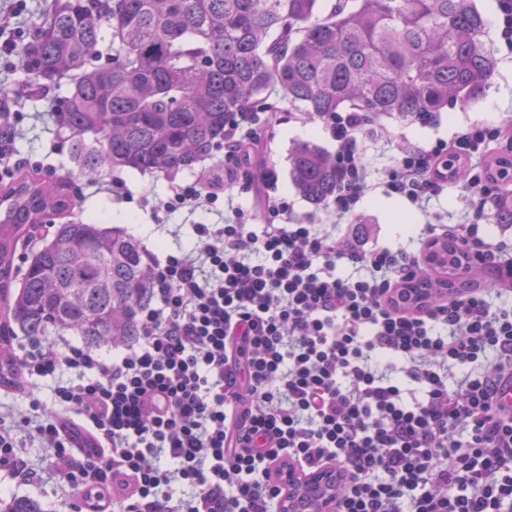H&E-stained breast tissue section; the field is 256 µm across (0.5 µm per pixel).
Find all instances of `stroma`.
Segmentation results:
<instances>
[{
  "mask_svg": "<svg viewBox=\"0 0 512 512\" xmlns=\"http://www.w3.org/2000/svg\"><path fill=\"white\" fill-rule=\"evenodd\" d=\"M51 5L52 0H26V7L21 14L14 15L7 11L0 15L6 19L9 29L15 32L12 55L0 57V88L6 91L5 96L0 98V110L24 115L16 140L18 157L40 162L44 166V174L70 177L72 187L81 189V203L71 213V220L83 221L101 215L105 218V226L112 227L116 224V216L130 213L137 224L148 228L147 235L138 239L147 254L160 259L174 246L191 247L194 243L192 225L216 223L217 217L213 212L201 208L192 213L184 211L156 214L151 208L143 206L141 200L145 197L153 199L165 196L172 183L189 181L195 173L223 165V154H216L201 162L195 171H184L172 178L131 171L121 172L120 177L130 194L126 200L114 199L102 191L101 186L110 179V172L93 176L82 175L72 160L68 144L59 137L55 123L50 121L43 124L36 120L38 113L49 111L51 102L65 94V85L51 87L41 95L28 94V77L21 67L28 35L34 25L44 18ZM276 106L283 121L274 129L268 160L279 172L278 193L290 203V216L295 222L328 223L329 218L322 207L308 203L294 188L289 177L288 153L294 143L303 139L313 141L330 152L334 151L335 146L327 134L317 128L314 122L305 119L296 106L282 99L277 100ZM488 119L484 103L480 100L458 104L441 112L438 125L433 129H422L395 117L381 118L384 137L364 143L372 188L360 202L355 218L344 220L345 230L359 239L396 247L410 244L419 225L460 222L469 206L466 193L462 189L444 191L431 202L428 212L422 213L399 197L385 195L380 184L386 170L393 164L397 142L405 139H446L459 124L485 122ZM0 493L36 498L45 512H59L63 497L55 481L30 483L4 471H0Z\"/></svg>",
  "mask_w": 512,
  "mask_h": 512,
  "instance_id": "1",
  "label": "stroma"
}]
</instances>
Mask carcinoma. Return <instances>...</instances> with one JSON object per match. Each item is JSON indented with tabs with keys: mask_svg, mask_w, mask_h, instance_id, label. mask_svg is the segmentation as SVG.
Masks as SVG:
<instances>
[{
	"mask_svg": "<svg viewBox=\"0 0 512 512\" xmlns=\"http://www.w3.org/2000/svg\"><path fill=\"white\" fill-rule=\"evenodd\" d=\"M487 19L474 0H55L33 31L22 67L39 87L67 80L52 104L79 169L174 176L213 150L241 112H267L269 91L313 118L345 109L414 121L489 91L496 69ZM111 47L100 48L104 28ZM299 193L320 206L336 192V162L307 141L289 152ZM507 187L493 201L512 225V156L492 159ZM0 220V387L19 381L12 340L74 335L89 348L139 333L153 301L137 241L119 227L65 222L33 255L19 288L15 259L29 224L69 214L80 199L49 178L6 190ZM426 263L454 266L461 252ZM0 512H44L28 496L0 497Z\"/></svg>",
	"mask_w": 512,
	"mask_h": 512,
	"instance_id": "cac0c4a2",
	"label": "carcinoma"
}]
</instances>
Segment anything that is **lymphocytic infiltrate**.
I'll return each instance as SVG.
<instances>
[{"mask_svg": "<svg viewBox=\"0 0 512 512\" xmlns=\"http://www.w3.org/2000/svg\"><path fill=\"white\" fill-rule=\"evenodd\" d=\"M19 113L0 112V181L17 158ZM271 112H245L224 138V170L171 185L168 213L224 210L195 248L151 259L153 306L134 342L101 355L64 338L17 340L25 411L0 410V470L41 480L20 449L55 462L68 512H280L285 471H343L338 512H512V239L482 236L499 186L487 160L512 121L470 123L401 143L387 194L426 211L462 184L470 212L426 224L418 251L298 224L264 161ZM376 117L319 119L338 170L327 215L354 217L369 190L363 138ZM255 200L252 211L236 194ZM262 228H255V219ZM448 236L487 286L403 300L423 245ZM64 375L52 403L38 377Z\"/></svg>", "mask_w": 512, "mask_h": 512, "instance_id": "lymphocytic-infiltrate-1", "label": "lymphocytic infiltrate"}]
</instances>
